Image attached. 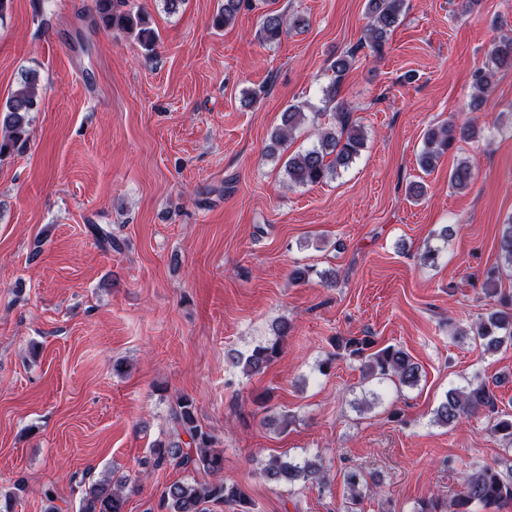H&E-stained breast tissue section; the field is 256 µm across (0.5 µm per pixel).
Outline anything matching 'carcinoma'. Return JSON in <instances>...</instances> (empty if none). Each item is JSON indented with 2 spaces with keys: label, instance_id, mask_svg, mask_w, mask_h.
<instances>
[{
  "label": "carcinoma",
  "instance_id": "cac0c4a2",
  "mask_svg": "<svg viewBox=\"0 0 512 512\" xmlns=\"http://www.w3.org/2000/svg\"><path fill=\"white\" fill-rule=\"evenodd\" d=\"M405 0H366L365 39L372 50L382 52L389 36L401 23ZM249 6L247 0H224L214 17V25L222 28L234 21L241 10ZM99 20L107 30H120L134 37L141 47L151 52L155 49L158 34L142 12L126 9V0H97ZM283 17L269 11L260 17V37L274 43L283 34ZM354 53L346 52L332 64L334 78L323 88L325 102L336 101L341 84L352 66ZM512 71V35L503 34L495 39L487 64L475 71L470 109L481 111L489 102L499 73ZM37 70L25 72L22 85L0 107V158L24 152L31 137V113L39 110L42 95ZM321 112L308 113L298 105H290L281 114V123L271 140V151L282 147L293 133L307 121L316 122ZM482 128L472 118L460 125L452 122L430 127L423 136V146L418 155L420 168L429 172L437 161L459 141H475ZM362 127L350 120V114L339 110L332 121L320 124L317 143L311 148L293 154L283 165L288 185L308 186L333 180L338 171L348 168L365 146ZM474 178L471 164L462 160L450 171L448 182L452 189L468 188ZM98 243L108 249H121L120 242L112 236L107 226L94 225ZM498 266L486 271L483 287L492 296L498 294L497 283L503 270L512 271V220L503 225L499 241ZM288 321L275 324L274 339L260 344L247 354L231 356L234 366L246 375L259 374L267 369L282 352V342L288 335ZM484 347L496 351L512 344V295L499 298L498 305L480 315L462 331ZM336 354L361 363L364 378L377 383L392 382L405 387L418 385L421 366L404 350L394 345L381 346L370 335L339 336L333 339ZM483 417L490 436L512 447V418L499 411L496 395L484 382L476 379L466 387H451L433 410L434 422L450 426L471 417ZM171 437L156 441L150 448L144 465L160 468L173 465L185 470H199L213 476L209 481H177L166 486L161 493L159 507L163 512H209V507L228 503L237 512H252L253 503L248 492L238 484L226 483L222 478L224 455L214 449L210 432L202 426L192 399L180 397L169 413ZM263 474L276 485L296 484L323 486L327 482L324 467L314 459L301 463L283 456L270 457ZM350 490L346 512H355L354 505L363 497V490L370 488L365 474L351 469L344 474ZM129 482L123 479L95 481L85 489L79 512H124ZM512 503V465L502 470L488 464H474L464 473L458 489L448 498L432 494L421 501L417 512H473L475 504L485 508Z\"/></svg>",
  "mask_w": 512,
  "mask_h": 512
}]
</instances>
